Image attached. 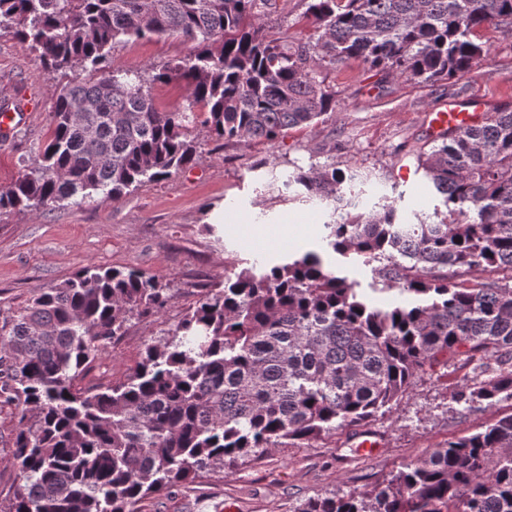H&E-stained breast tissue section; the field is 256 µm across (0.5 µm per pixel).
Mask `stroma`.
<instances>
[{
	"label": "stroma",
	"instance_id": "1",
	"mask_svg": "<svg viewBox=\"0 0 512 512\" xmlns=\"http://www.w3.org/2000/svg\"><path fill=\"white\" fill-rule=\"evenodd\" d=\"M305 0H275L270 35L285 46L306 38ZM480 36L489 52L448 84L380 79L357 61L324 70L336 92V110L316 126L289 131L276 142L226 144L197 128L198 157L172 175L121 198L88 200L47 211L0 216V311L27 304L37 294L72 277L82 267L133 268L170 282L176 298L161 315L132 320L78 381L91 388L122 381L148 343L162 339L200 294L223 286L225 277L252 265L274 263L314 250L378 304L399 302L372 267L353 256L332 254L323 236L329 211L290 197L283 182L294 166L332 164L357 174L348 189L361 211L395 202L403 223L432 213L437 203L425 178L396 180L401 166L414 165L406 146L430 149L426 123L448 101L484 98L488 107L512 103V33L489 26ZM174 38L131 40L112 52L114 68L155 73L184 57ZM56 86L7 32L0 33V105L21 94L37 100L11 138L0 139V188L16 178L22 161L38 159L50 134ZM224 221L209 223L214 209ZM472 366L462 360L427 371L385 415L367 425L336 431L318 441L276 448L258 459L143 499L139 512H297L308 498L333 492H365L432 448L466 436L512 413V402L470 408L454 394ZM20 417L14 403H0V502L17 479L13 439ZM380 446L360 453L363 436Z\"/></svg>",
	"mask_w": 512,
	"mask_h": 512
}]
</instances>
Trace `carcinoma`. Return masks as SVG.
<instances>
[{
  "mask_svg": "<svg viewBox=\"0 0 512 512\" xmlns=\"http://www.w3.org/2000/svg\"><path fill=\"white\" fill-rule=\"evenodd\" d=\"M268 6L0 0V29L58 79L51 138L0 190V214L94 193L113 201L193 163L199 125L244 145L308 127L336 110V91L318 79L328 65L355 59L385 78L451 82L486 56L478 29L512 30V0H308L315 33L288 47L268 36ZM151 36L189 45L149 79L186 81L178 110H160L144 76L112 68V49ZM416 161L440 204L415 224L398 221L392 202L351 214L343 187L356 173L333 164L297 166L283 182L331 209L328 246L377 263L402 304H372L317 252L244 268L202 293L125 380L93 391L77 379L132 318L171 305L168 282L86 266L1 319L0 398L22 404L7 512H138L217 465L365 425L419 373L460 356L481 370L457 402L512 401V103ZM298 512H512V414L370 492L309 498Z\"/></svg>",
  "mask_w": 512,
  "mask_h": 512,
  "instance_id": "carcinoma-1",
  "label": "carcinoma"
}]
</instances>
